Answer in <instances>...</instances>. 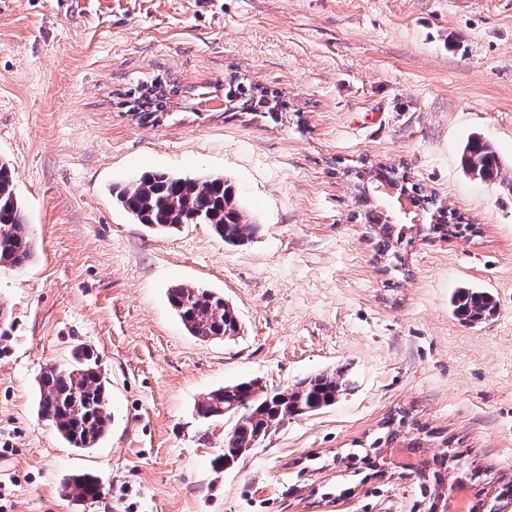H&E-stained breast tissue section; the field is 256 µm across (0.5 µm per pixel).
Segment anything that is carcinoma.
Instances as JSON below:
<instances>
[{
  "label": "carcinoma",
  "instance_id": "obj_1",
  "mask_svg": "<svg viewBox=\"0 0 512 512\" xmlns=\"http://www.w3.org/2000/svg\"><path fill=\"white\" fill-rule=\"evenodd\" d=\"M228 105L251 104L254 112L278 118L279 96L269 93L231 74L224 83ZM464 160L471 174L481 180L499 173V161L493 147L475 138L465 145ZM116 201L138 224L151 230L170 232L183 224H208L224 244L240 246L249 241L256 224L249 221L238 205L231 186L218 176H180L164 172L141 175L116 191ZM387 221H378L372 236L377 252L393 255V236L403 237L404 229ZM30 256L29 231L23 221L9 163L0 162V265L17 266ZM169 302L188 333L202 340L229 339L239 332L234 309L224 296L204 288L177 285L169 292ZM454 311L469 322L483 319L491 310L490 298L479 288L464 287L452 300ZM97 353L82 350L68 368L51 366L37 380L38 413L56 429L70 447L89 448L109 430L108 390L98 363ZM346 390V381L334 373H319L299 380L282 391H267L257 380L241 381L212 391L198 406L204 418L239 414L230 433L224 437V455L216 459L220 467L228 466L257 447L271 430L293 416L318 410L336 402ZM438 438L430 429L411 438L401 430L389 428L367 443L373 451L382 448H423ZM452 457L421 461L417 467L421 492L434 504L442 498L439 488L445 484L448 471L442 468ZM65 496L75 501L95 498L101 494L99 482L89 474L70 475L61 484Z\"/></svg>",
  "mask_w": 512,
  "mask_h": 512
}]
</instances>
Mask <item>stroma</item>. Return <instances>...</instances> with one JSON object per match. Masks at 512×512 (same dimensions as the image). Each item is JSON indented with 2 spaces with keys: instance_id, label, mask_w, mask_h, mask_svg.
I'll return each instance as SVG.
<instances>
[{
  "instance_id": "obj_1",
  "label": "stroma",
  "mask_w": 512,
  "mask_h": 512,
  "mask_svg": "<svg viewBox=\"0 0 512 512\" xmlns=\"http://www.w3.org/2000/svg\"><path fill=\"white\" fill-rule=\"evenodd\" d=\"M232 72L286 100L279 121L193 109ZM157 81L179 93L145 124L132 107ZM475 136L499 177L467 172ZM0 159L31 238L0 266L12 512H425L412 472L344 461L403 414L487 488L512 480V0H0ZM379 164L469 231L409 235L388 269L358 201ZM146 171L224 176L252 240L134 223L112 187ZM178 284L223 294L240 334L191 336ZM464 286L490 294L486 320L453 314ZM78 347L99 355L112 417L82 450L36 406L40 373ZM336 370L350 388L334 405L215 469L235 418L198 416L212 390ZM84 472L101 496H64Z\"/></svg>"
}]
</instances>
